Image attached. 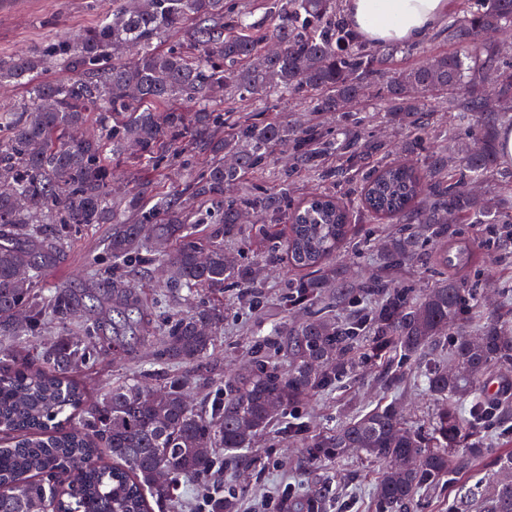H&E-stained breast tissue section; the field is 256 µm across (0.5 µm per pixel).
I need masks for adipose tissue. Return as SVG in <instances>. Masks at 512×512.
I'll list each match as a JSON object with an SVG mask.
<instances>
[{"label": "adipose tissue", "mask_w": 512, "mask_h": 512, "mask_svg": "<svg viewBox=\"0 0 512 512\" xmlns=\"http://www.w3.org/2000/svg\"><path fill=\"white\" fill-rule=\"evenodd\" d=\"M447 13L448 0H345L349 24L375 44L421 41Z\"/></svg>", "instance_id": "1"}]
</instances>
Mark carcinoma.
Returning a JSON list of instances; mask_svg holds the SVG:
<instances>
[{
    "mask_svg": "<svg viewBox=\"0 0 512 512\" xmlns=\"http://www.w3.org/2000/svg\"><path fill=\"white\" fill-rule=\"evenodd\" d=\"M338 2L263 0L262 19L253 21L248 6L227 0H112V15L89 30L35 56L0 59V83L29 89L27 104L0 114V512H152L153 503L174 507L182 480L199 482L206 512H233L221 474L247 462L246 451L275 426L311 466L308 488L283 496L280 512H331L336 495L318 470L350 451L383 462L375 512H416L440 481L481 467L502 478L466 488L448 512H512V448L490 456L485 440L512 411L508 390L497 402L486 392L489 376L512 368V312L474 335L479 281L446 276L418 292L399 278L427 263V246L443 270L468 265L477 249L490 266L502 260L489 246L512 231V172L478 196L476 185L498 165L490 134L459 153L454 127L441 130L432 118L445 104L453 120L481 131L512 112V67L482 40L512 29V0H462L443 30L462 48L433 57L415 44L405 68L394 66L395 49L357 43ZM172 31L182 42L167 47ZM121 48L134 58L118 59ZM52 67L76 76L48 81ZM368 86L408 147L425 151L416 162L355 164L386 148L354 108ZM293 93L318 115L336 113V133L278 119L275 97ZM221 98L222 115L212 111ZM245 100L256 103L248 116L235 110ZM92 116L101 135L76 136ZM196 148L209 153L203 166L191 159ZM278 149L290 152L288 168L271 185L253 181ZM108 151L179 168L206 210L184 209L182 192L160 190L151 171L112 200ZM301 176L336 186L355 180L362 217L400 225L369 280L338 277L336 254L356 233L353 212L331 192L295 200ZM91 224L112 225L104 287L40 288L71 233ZM200 224L214 228L201 233ZM454 224L471 226L468 241L455 239ZM252 240L285 252L294 274L283 308L302 316L289 329L269 320L248 369L216 379L211 404L196 408L186 367L213 355L224 292L261 302L257 262L228 256ZM156 264L167 278L155 303L170 299L176 308L150 330L130 268ZM51 326L55 340L36 343ZM444 337L450 367L424 374L438 401L429 432L409 427L395 399L325 432L296 417L361 364L379 362L404 379ZM141 346L168 369L165 377L156 383L143 369L87 403L74 374Z\"/></svg>",
    "mask_w": 512,
    "mask_h": 512,
    "instance_id": "obj_1",
    "label": "carcinoma"
}]
</instances>
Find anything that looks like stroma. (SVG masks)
Returning <instances> with one entry per match:
<instances>
[{
    "label": "stroma",
    "mask_w": 512,
    "mask_h": 512,
    "mask_svg": "<svg viewBox=\"0 0 512 512\" xmlns=\"http://www.w3.org/2000/svg\"><path fill=\"white\" fill-rule=\"evenodd\" d=\"M111 10L112 0H0V57L36 54L47 43L80 32ZM378 103L376 89H369L361 104L368 129L374 138L392 142L394 149L388 156L389 161L403 159L406 137L386 122ZM111 234L112 227L108 224L80 228L65 243L57 265L42 275L41 286L101 287L100 257ZM265 274L268 288L261 310L244 307L235 292H225L224 303L229 314L224 322V333L210 361L196 370L199 382L192 392L194 400L210 398L211 378L229 375L246 362L248 344L254 332L264 325L266 308L279 306L286 295L284 254L269 255ZM436 362V356L424 354L418 364L412 366L407 378L398 383L389 382L378 363L361 365L355 375L342 380L336 390L313 397L304 406L303 414L314 430L325 431L396 396L404 404L409 425L428 430L435 399L425 390L421 373ZM148 365V354L119 355L109 363L82 370L77 378L94 398ZM250 454L253 463L224 479V491L236 499L237 512H262L266 501L306 488L309 471L300 448L289 442L287 434L264 435ZM379 467V462L354 454L322 466V474L331 478L339 493L340 512H374L371 493Z\"/></svg>",
    "instance_id": "stroma-1"
}]
</instances>
